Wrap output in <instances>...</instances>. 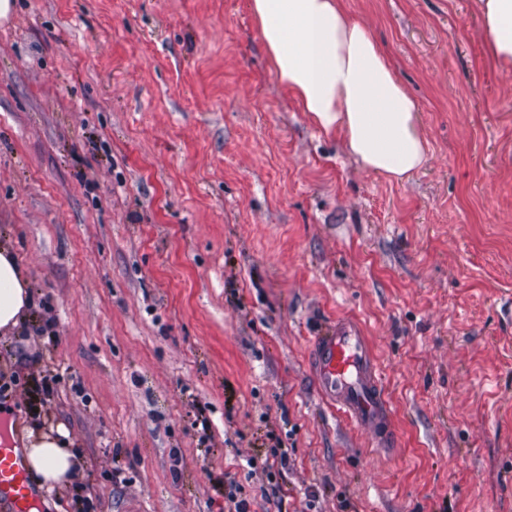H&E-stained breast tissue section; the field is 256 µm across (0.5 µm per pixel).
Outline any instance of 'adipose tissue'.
Listing matches in <instances>:
<instances>
[{
  "label": "adipose tissue",
  "instance_id": "adipose-tissue-1",
  "mask_svg": "<svg viewBox=\"0 0 512 512\" xmlns=\"http://www.w3.org/2000/svg\"><path fill=\"white\" fill-rule=\"evenodd\" d=\"M275 78L326 133L342 135L362 169L402 184L429 160L417 106L368 27L345 0H249ZM488 51L512 67V0H482ZM34 306L29 281L0 243V333L17 330ZM58 428L30 437L23 460L48 487L72 483L78 462Z\"/></svg>",
  "mask_w": 512,
  "mask_h": 512
}]
</instances>
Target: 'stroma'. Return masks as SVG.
<instances>
[{
    "instance_id": "stroma-1",
    "label": "stroma",
    "mask_w": 512,
    "mask_h": 512,
    "mask_svg": "<svg viewBox=\"0 0 512 512\" xmlns=\"http://www.w3.org/2000/svg\"><path fill=\"white\" fill-rule=\"evenodd\" d=\"M346 6L429 143L401 185L301 112L248 0L0 20V241L35 302L0 335L5 445L62 425L79 461L38 512H512V74L477 0ZM343 316L368 328L393 447L310 372Z\"/></svg>"
}]
</instances>
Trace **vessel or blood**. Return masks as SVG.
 Instances as JSON below:
<instances>
[{
  "label": "vessel or blood",
  "mask_w": 512,
  "mask_h": 512,
  "mask_svg": "<svg viewBox=\"0 0 512 512\" xmlns=\"http://www.w3.org/2000/svg\"><path fill=\"white\" fill-rule=\"evenodd\" d=\"M311 370L322 397L347 419L367 428L378 447L393 439L392 415L381 369L363 325L337 320L316 336ZM36 490L20 454L0 448V507L29 512Z\"/></svg>",
  "instance_id": "vessel-or-blood-1"
}]
</instances>
